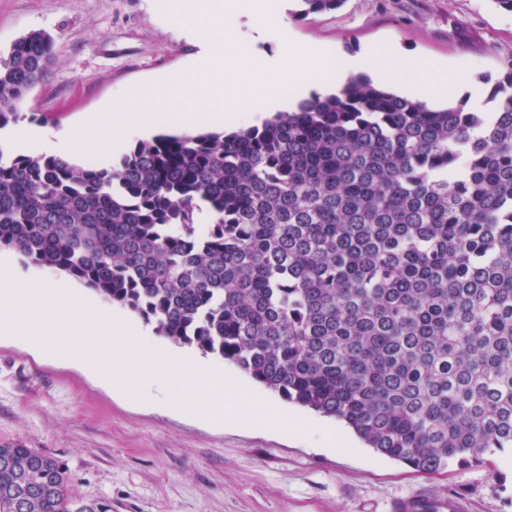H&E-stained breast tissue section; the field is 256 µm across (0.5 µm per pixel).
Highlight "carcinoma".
<instances>
[{
    "label": "carcinoma",
    "mask_w": 512,
    "mask_h": 512,
    "mask_svg": "<svg viewBox=\"0 0 512 512\" xmlns=\"http://www.w3.org/2000/svg\"><path fill=\"white\" fill-rule=\"evenodd\" d=\"M53 58L42 31L0 58V129ZM492 100L433 110L356 77L260 127L139 140L111 168L0 155V249L419 473L479 465L512 448V56ZM0 512L111 506L0 444Z\"/></svg>",
    "instance_id": "obj_1"
}]
</instances>
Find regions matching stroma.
I'll use <instances>...</instances> for the list:
<instances>
[{"mask_svg": "<svg viewBox=\"0 0 512 512\" xmlns=\"http://www.w3.org/2000/svg\"><path fill=\"white\" fill-rule=\"evenodd\" d=\"M276 7L284 23L267 30L269 51L287 40L348 52L389 42L448 65L452 76L429 99L432 108L458 104L472 85L493 89L512 55V13L495 0H345L304 18L298 0ZM38 30L53 36L54 61L19 110L48 133L112 111L134 88L162 90L196 53L163 0H0V56ZM89 327L83 317L50 325L54 358L0 337V443L60 459L80 493L112 512H390L395 499L417 492L462 497L469 512H512V453L418 473L368 448L343 422L283 400L228 363L226 377L311 426L292 435L243 419L211 425L195 408L176 414L134 401L84 371L74 338ZM323 427L341 431L336 449L324 447Z\"/></svg>", "mask_w": 512, "mask_h": 512, "instance_id": "obj_1", "label": "stroma"}]
</instances>
